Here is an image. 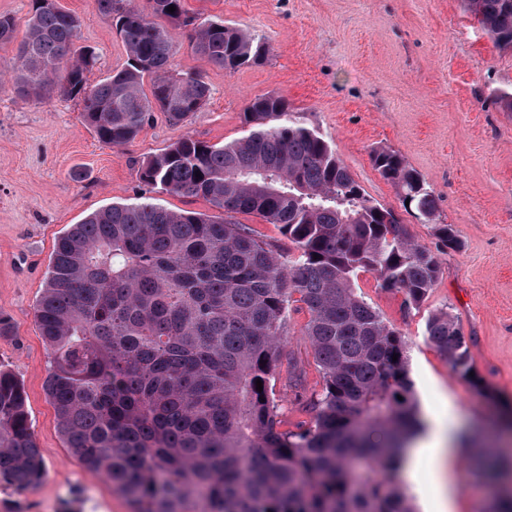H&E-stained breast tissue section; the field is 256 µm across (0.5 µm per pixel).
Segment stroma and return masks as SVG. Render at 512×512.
Returning <instances> with one entry per match:
<instances>
[{
    "instance_id": "stroma-1",
    "label": "stroma",
    "mask_w": 512,
    "mask_h": 512,
    "mask_svg": "<svg viewBox=\"0 0 512 512\" xmlns=\"http://www.w3.org/2000/svg\"><path fill=\"white\" fill-rule=\"evenodd\" d=\"M76 14L77 46L100 56L90 83L127 60L111 21L92 0H58ZM188 15L216 17L261 37L267 60L224 70L196 56L181 27H169L174 69L201 75L211 90L202 112L174 124L154 113L124 147L99 142L85 126L82 105L69 98L36 101L0 86V314L14 333L0 338V365L22 381L42 481L0 491V512H133L102 476L83 468L58 434L44 392L48 355L34 317L56 238L88 213L147 195L139 167L185 136L212 144L240 138L243 112L255 97L287 99L310 126L330 137L354 179L392 209L421 246L436 252L437 283L419 307L358 273L355 289L408 344V376L420 409L447 414L473 430L478 446L496 453L503 477L475 474V452L461 455L448 476L455 512H493L512 489V441L497 422L512 407V111L496 94L512 87V51L499 48L463 0H184ZM389 147L421 173L438 197L440 220L454 225L462 246H438L432 225L407 212L370 153ZM448 309L469 346L474 380L454 372L425 336L428 316ZM292 313L286 364L275 379L284 426L308 420L304 410L322 378Z\"/></svg>"
}]
</instances>
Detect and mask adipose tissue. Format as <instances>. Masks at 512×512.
I'll use <instances>...</instances> for the list:
<instances>
[{
    "mask_svg": "<svg viewBox=\"0 0 512 512\" xmlns=\"http://www.w3.org/2000/svg\"><path fill=\"white\" fill-rule=\"evenodd\" d=\"M461 440L456 430L446 426L443 416L426 415L423 428L420 429L402 466V475L406 480H414L417 465L421 460L435 462L438 473H445L448 464L458 453Z\"/></svg>",
    "mask_w": 512,
    "mask_h": 512,
    "instance_id": "obj_1",
    "label": "adipose tissue"
}]
</instances>
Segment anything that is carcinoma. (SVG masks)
<instances>
[{
	"label": "carcinoma",
	"instance_id": "obj_1",
	"mask_svg": "<svg viewBox=\"0 0 512 512\" xmlns=\"http://www.w3.org/2000/svg\"><path fill=\"white\" fill-rule=\"evenodd\" d=\"M183 2L93 0L127 62L91 84L99 55L73 49L80 18L56 0H31L15 93L81 99L84 123L113 148L134 140L154 112L186 121L210 88L172 72L166 25L186 28L194 53L224 70L264 63L269 46L221 19L188 16ZM464 2L511 50L512 0ZM15 31L1 14L0 44ZM244 117L242 137L223 145L183 137L139 170L149 191L202 197L222 216L143 197L105 206L56 238L35 317L58 433L135 512H194L201 503L208 512H415L403 489L371 476L399 471L420 428L407 342L356 293L354 278L369 272L416 308L437 282L438 257L367 195L333 141L284 98L257 97ZM370 158L409 201L405 210L434 225L443 247L460 249L426 179L390 148ZM238 214L277 225L294 252L257 238ZM299 310L309 315L303 334L322 391L308 403L310 420L283 430L274 379ZM425 334L470 376L466 339L448 310L428 317ZM43 475L24 388L0 366V485L25 489Z\"/></svg>",
	"mask_w": 512,
	"mask_h": 512
}]
</instances>
